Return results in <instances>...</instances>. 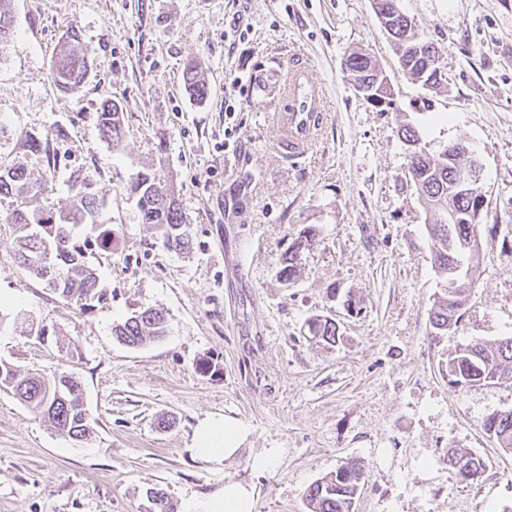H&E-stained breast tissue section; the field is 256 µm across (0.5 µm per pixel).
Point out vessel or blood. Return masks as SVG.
<instances>
[{
	"label": "vessel or blood",
	"mask_w": 512,
	"mask_h": 512,
	"mask_svg": "<svg viewBox=\"0 0 512 512\" xmlns=\"http://www.w3.org/2000/svg\"><path fill=\"white\" fill-rule=\"evenodd\" d=\"M288 98L289 110L281 117L280 146L290 156H302L326 116L327 93L313 72L299 66L292 72Z\"/></svg>",
	"instance_id": "1"
}]
</instances>
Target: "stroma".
Wrapping results in <instances>:
<instances>
[{
	"mask_svg": "<svg viewBox=\"0 0 512 512\" xmlns=\"http://www.w3.org/2000/svg\"><path fill=\"white\" fill-rule=\"evenodd\" d=\"M399 6L442 52L438 87L402 72L372 0H0L13 27L0 44V157L46 182L42 208L65 204L74 171L93 175L97 221L112 227L111 249L93 260L106 299L82 313L16 265L0 204V359L74 373L92 423L73 440L1 392L0 512H153L152 489L184 512L190 495L229 479L254 485V512H308L309 485L345 463L365 473L354 512H512V452L483 429L512 409V380L455 388L446 377L455 350L512 336V0ZM73 26L90 71L63 94L50 68ZM360 51L392 82L387 110L342 71ZM191 61L205 98L184 88ZM301 62L327 84L329 118L305 157L286 159L273 119L283 101L255 80ZM107 99L123 112L117 149L97 129ZM406 123L432 153L469 143L488 201L481 222L497 228L445 335L429 328L445 282L432 266L434 217L405 178ZM27 131L48 135L58 168L28 151ZM151 166L178 190L189 252L166 249L128 195L131 175ZM309 225L318 240L284 281L279 255ZM146 307L164 311L167 335L118 343L113 325ZM317 316L338 325V343L312 339ZM33 323L74 342V359L28 335ZM218 416L248 431L219 468L190 451L198 422ZM452 448L485 460L479 477L458 479ZM270 449L272 464L254 467Z\"/></svg>",
	"mask_w": 512,
	"mask_h": 512,
	"instance_id": "stroma-1",
	"label": "stroma"
}]
</instances>
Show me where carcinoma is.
<instances>
[{
	"label": "carcinoma",
	"mask_w": 512,
	"mask_h": 512,
	"mask_svg": "<svg viewBox=\"0 0 512 512\" xmlns=\"http://www.w3.org/2000/svg\"><path fill=\"white\" fill-rule=\"evenodd\" d=\"M374 11L394 44L398 61L410 77L424 87L434 88L443 83L441 50L420 37L416 23L404 14L397 0H373ZM76 29L66 32L55 54L51 82L60 91L78 89L86 80L89 64L77 49ZM342 70L351 82L363 88L362 96L372 106L391 105L388 91L379 80L380 69L365 53H354L344 59ZM186 90L203 98L208 81L195 62L188 63L182 74ZM100 135L117 148L125 138L123 112L112 100L101 103L98 112ZM399 136L416 154L409 172V181L426 208L437 213L434 224L426 225L433 241V268L438 275L448 276V266L459 268L452 277V286L434 302L429 318L433 333L448 332V323H459L458 311L465 288L479 277V254L483 245L469 246V240L481 237V225L472 215L487 208L486 196L474 191H452L455 170L467 165L465 157L456 155L449 160L442 154H431L417 146L420 136L414 127L404 124ZM70 199L56 211L29 209V204L45 192V185L13 159H0V202L10 200V224L15 243L17 265L31 277L64 301L85 313L103 301L104 289L99 287L93 268V248L105 250L112 245V229L102 224H86V218L98 210L102 199L92 191V179L76 173L71 180ZM136 201L141 223L153 226L164 245L175 251L189 248V225L181 202L159 169L137 171L127 185ZM90 226L91 232L81 228ZM317 230L301 231L280 256V274L285 281L293 280L304 251L315 243ZM167 318L162 310H135L123 322L112 327V336L127 346L137 347L148 340L166 335ZM313 336L334 344L339 340L336 324L328 319L313 318L309 322ZM448 383L455 387L495 384L512 378V336L493 344L475 340L457 351L447 362ZM0 392L9 393L25 404L35 415L48 420L58 431L73 440H81L91 430L81 382L73 373L59 371L51 377L24 372L15 364L0 359ZM485 431L496 439L504 451H512V409L488 415ZM448 465L462 480H469L485 468L482 458L448 450ZM360 469L353 465L339 467L330 476L313 482L306 490L309 512H353L359 491Z\"/></svg>",
	"instance_id": "obj_1"
}]
</instances>
